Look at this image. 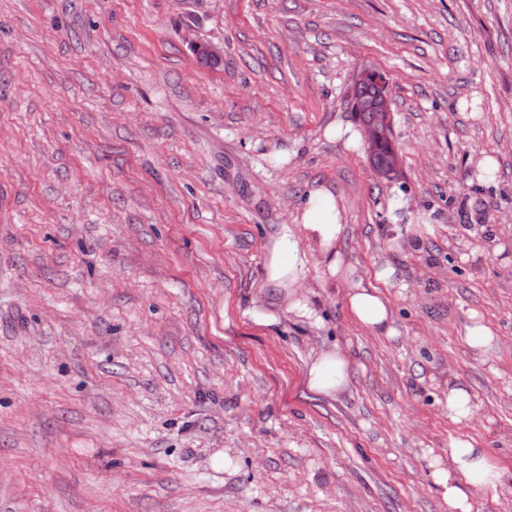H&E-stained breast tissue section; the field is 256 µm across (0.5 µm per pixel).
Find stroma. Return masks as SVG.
Masks as SVG:
<instances>
[{
	"label": "stroma",
	"mask_w": 512,
	"mask_h": 512,
	"mask_svg": "<svg viewBox=\"0 0 512 512\" xmlns=\"http://www.w3.org/2000/svg\"><path fill=\"white\" fill-rule=\"evenodd\" d=\"M364 69L388 84L393 179L324 136ZM317 180L347 261L408 284L398 338L313 260L312 316L260 298ZM397 193L431 215L418 249ZM474 313L502 338L481 358ZM333 346L348 387L305 392ZM461 435L504 472L472 512H512V0H0V512H448L424 454ZM449 419L457 424L468 423L477 412V404L471 392L461 384L446 379L443 390Z\"/></svg>",
	"instance_id": "stroma-1"
}]
</instances>
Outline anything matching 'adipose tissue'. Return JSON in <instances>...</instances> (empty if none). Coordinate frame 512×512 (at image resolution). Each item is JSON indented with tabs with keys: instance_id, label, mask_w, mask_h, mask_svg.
Wrapping results in <instances>:
<instances>
[{
	"instance_id": "adipose-tissue-1",
	"label": "adipose tissue",
	"mask_w": 512,
	"mask_h": 512,
	"mask_svg": "<svg viewBox=\"0 0 512 512\" xmlns=\"http://www.w3.org/2000/svg\"><path fill=\"white\" fill-rule=\"evenodd\" d=\"M345 225L340 198L335 189L324 183L313 184L290 223L281 225L269 238L265 248L263 285L287 289L289 309L306 312L298 298L306 263L316 257L330 283L341 285L343 301L353 320L373 335L397 337L390 302L384 291L397 288L407 291L394 266L385 263L375 268L372 276L361 275L354 265L345 263L340 251ZM350 363L336 348L317 354L303 373L305 387L317 395L331 396L348 383ZM451 468L444 469L438 458H430L433 481L449 512H472L469 492L496 487L502 472L491 463L484 449L470 440L455 438L448 448Z\"/></svg>"
}]
</instances>
